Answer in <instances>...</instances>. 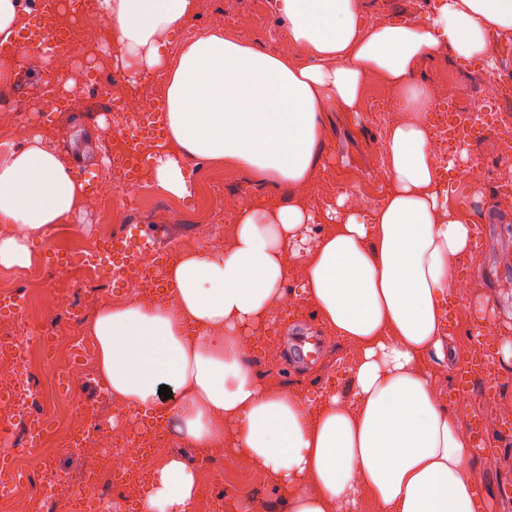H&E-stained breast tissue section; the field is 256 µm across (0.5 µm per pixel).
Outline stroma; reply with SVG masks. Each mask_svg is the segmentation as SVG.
Masks as SVG:
<instances>
[{"label": "stroma", "mask_w": 512, "mask_h": 512, "mask_svg": "<svg viewBox=\"0 0 512 512\" xmlns=\"http://www.w3.org/2000/svg\"><path fill=\"white\" fill-rule=\"evenodd\" d=\"M436 5L437 0H364L363 10L366 17L379 21H422L433 14ZM214 9L253 15L255 28L236 31V38L269 53H278L283 39L272 0H198L200 15L190 23L194 32L205 31L202 14ZM481 68L478 61L461 63L450 57L436 58L424 63L417 80L447 92L456 83H469L473 89V103L478 106L486 92L479 75ZM67 76L76 83L73 104L64 111L53 113L45 135L64 157L78 159L79 177L90 189L96 186L105 155L111 147L105 134L109 106L106 100L79 84L78 69H69ZM40 84V76L19 72L14 82L0 84V104L16 107L18 122L33 121L41 109L37 96ZM399 109L398 99L374 81L366 89L364 110L360 115L332 113L326 132L323 166L310 189L315 209H322L353 187L365 197L361 213H368L374 202L381 200L388 184L373 182L369 175L384 160L383 140ZM208 170L212 176L223 179L225 191H233L242 184L248 188L247 199L282 205L289 201L287 188L258 181L246 170L221 164L209 165ZM199 203L200 196L196 193L180 199L182 215L173 220L165 219L155 211L137 213L133 229L157 253L177 256L185 252H204L202 229L193 222ZM453 205L459 211L473 215L476 224L486 226L488 241L482 254L474 253L469 258L473 268V288L470 295L457 301L455 306L449 366L443 369L439 381V387L444 391L451 385V365L473 352L471 329L474 323L495 324L498 337L512 338V203L497 199L486 183L471 182L464 198L454 200ZM303 327L309 328L320 343L318 356L306 364L292 360L284 344L285 337ZM271 330L274 338L266 346L265 353L277 358L278 363L272 374L261 375L262 383L295 390L312 403L332 390L349 392L350 372L343 369L342 360L350 347L320 323L312 308L303 307L277 315ZM475 406L485 412L495 430L490 451L470 454L481 479V494L486 502L484 512H512V499L503 496L504 488H512V430L499 427L501 418L512 415V362L501 365L499 387L494 395L488 397L481 390H474L469 404L453 405L452 411L463 423ZM243 471L245 476L240 479L225 477L223 472L214 469L207 479L216 493L228 489L255 492L254 512H266L273 506L278 512H288L281 490L267 472L249 464L244 465Z\"/></svg>", "instance_id": "35a3bbf8"}]
</instances>
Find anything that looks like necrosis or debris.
I'll use <instances>...</instances> for the list:
<instances>
[{
    "label": "necrosis or debris",
    "mask_w": 512,
    "mask_h": 512,
    "mask_svg": "<svg viewBox=\"0 0 512 512\" xmlns=\"http://www.w3.org/2000/svg\"><path fill=\"white\" fill-rule=\"evenodd\" d=\"M61 27L75 30L73 51L59 54L60 63L80 69L82 81L107 99L112 112L108 131L113 136L133 135L154 112L158 86L120 87L112 82V65L105 49L103 27L98 18L97 0H61L58 7ZM127 186L145 193L147 180L137 174L126 178L122 153L106 156L104 172L85 208L104 224L105 232L95 233L85 242L82 228L68 234L63 250V266L50 282L41 277V263L28 267L0 268V301L10 304L0 314V465L12 472L8 493H0V512H57L59 491L49 478L52 457L43 447L29 443L31 434L43 432L60 440L83 458V472L71 502L72 512H109V493L122 485L128 496L139 495L150 483L159 453L169 438V430L153 435L144 430L130 410L112 405L108 417L92 419L88 409L58 410V400L95 379L96 344L83 326L89 319V305L70 302L72 288L81 280L108 274L125 298L143 302L154 295L145 277L159 278L161 262L142 242L129 240L137 261L146 269L138 274L114 263L108 245L113 240L109 226L125 223L126 208L115 207L113 192ZM43 320L40 327L28 324L30 311ZM53 351L62 357L55 378L43 383L34 374L33 353Z\"/></svg>",
    "instance_id": "necrosis-or-debris-1"
}]
</instances>
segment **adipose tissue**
I'll list each match as a JSON object with an SVG mask.
<instances>
[{"label":"adipose tissue","mask_w":512,"mask_h":512,"mask_svg":"<svg viewBox=\"0 0 512 512\" xmlns=\"http://www.w3.org/2000/svg\"><path fill=\"white\" fill-rule=\"evenodd\" d=\"M99 7L113 66L164 79L168 136L150 162L158 188L190 196L196 161L243 167L292 192L286 205L239 204L223 253L179 255L165 273L170 301L101 307L90 332L107 394L134 412L165 411L194 447L224 443L272 476L288 512H336L365 494L377 512H477L469 438L436 391L450 279L471 253L472 218L451 205L432 160L424 115L433 89L415 76L449 52L492 62V38L512 34V0H440L424 21L370 24L361 0H275L289 53L216 29L173 56L164 39L195 17L197 0ZM373 80L402 103L383 142L390 185L370 213L343 194L315 211L303 191L323 158L326 116L362 112ZM85 193L41 135L0 152V266H30L29 239L67 223ZM294 280L356 352L350 395L307 404L262 384L245 358ZM163 385L177 402L160 405ZM198 492L195 470L172 456L140 509L184 512Z\"/></svg>","instance_id":"ef3b65f1"}]
</instances>
